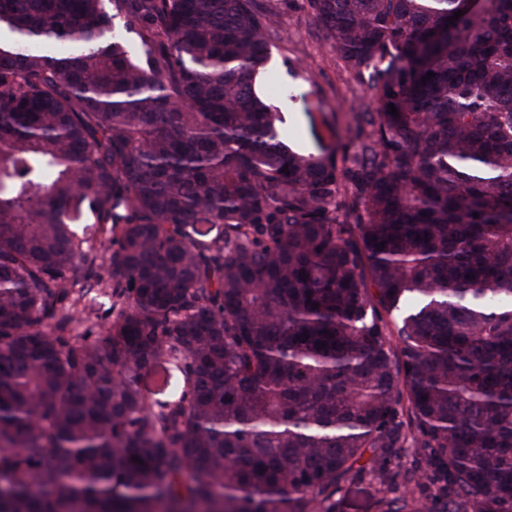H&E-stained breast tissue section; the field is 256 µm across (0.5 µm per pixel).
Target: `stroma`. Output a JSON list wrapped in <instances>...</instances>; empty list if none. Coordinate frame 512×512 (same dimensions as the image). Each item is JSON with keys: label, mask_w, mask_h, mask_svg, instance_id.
I'll return each mask as SVG.
<instances>
[{"label": "stroma", "mask_w": 512, "mask_h": 512, "mask_svg": "<svg viewBox=\"0 0 512 512\" xmlns=\"http://www.w3.org/2000/svg\"><path fill=\"white\" fill-rule=\"evenodd\" d=\"M276 14L278 39L273 42L269 67L287 96H272L271 104L288 128L296 151L320 154L354 142L359 114L371 95L368 75L357 74L325 40L308 0H265ZM416 449L403 448L395 462L396 477L384 485L373 474L344 485L336 494V512H384L386 500L408 502L414 512L431 502L432 492L404 484L402 472L415 466Z\"/></svg>", "instance_id": "1"}]
</instances>
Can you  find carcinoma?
<instances>
[{"mask_svg":"<svg viewBox=\"0 0 512 512\" xmlns=\"http://www.w3.org/2000/svg\"><path fill=\"white\" fill-rule=\"evenodd\" d=\"M309 4L373 90L321 155L263 0H0V512H335L409 440L512 512V0ZM89 225L90 226L87 228L86 233L87 237L90 239V243L95 248V253L97 255L96 263L101 267H106L111 254L109 234L97 224ZM92 296L93 294L83 298L82 303L86 302L88 305L94 303L97 317L95 314H92L90 319H85L84 314L78 317L73 324V333L77 336H98L110 320V313L107 310L110 305L108 297L99 293L91 301ZM82 303L79 304V308H82Z\"/></svg>","mask_w":512,"mask_h":512,"instance_id":"1","label":"carcinoma"}]
</instances>
